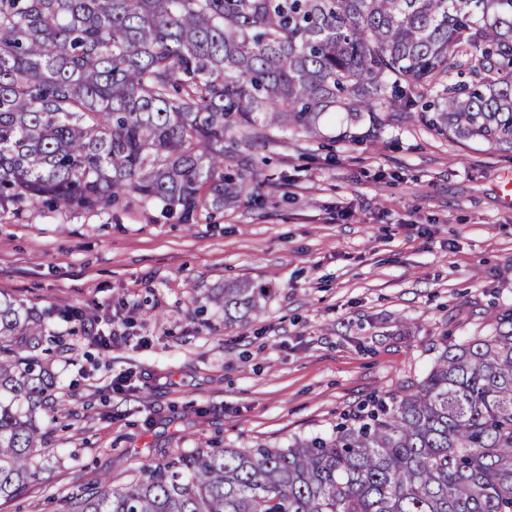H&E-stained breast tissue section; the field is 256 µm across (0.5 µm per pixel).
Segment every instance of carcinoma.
I'll use <instances>...</instances> for the list:
<instances>
[{"instance_id": "carcinoma-1", "label": "carcinoma", "mask_w": 512, "mask_h": 512, "mask_svg": "<svg viewBox=\"0 0 512 512\" xmlns=\"http://www.w3.org/2000/svg\"><path fill=\"white\" fill-rule=\"evenodd\" d=\"M327 120L511 148L512 0H0V207L196 223L248 188L234 154ZM265 298L243 281L211 302L232 325ZM50 341L0 298V501L45 471ZM62 512H512V312L327 435L164 454Z\"/></svg>"}]
</instances>
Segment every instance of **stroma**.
Returning a JSON list of instances; mask_svg holds the SVG:
<instances>
[{"mask_svg": "<svg viewBox=\"0 0 512 512\" xmlns=\"http://www.w3.org/2000/svg\"><path fill=\"white\" fill-rule=\"evenodd\" d=\"M258 152L248 193L196 224L0 209V296L47 311L56 338L49 462L0 512H58L73 485L123 486L167 451L329 431L512 311V149L405 123ZM242 280L269 288L265 310L225 325L208 297Z\"/></svg>", "mask_w": 512, "mask_h": 512, "instance_id": "35a3bbf8", "label": "stroma"}]
</instances>
